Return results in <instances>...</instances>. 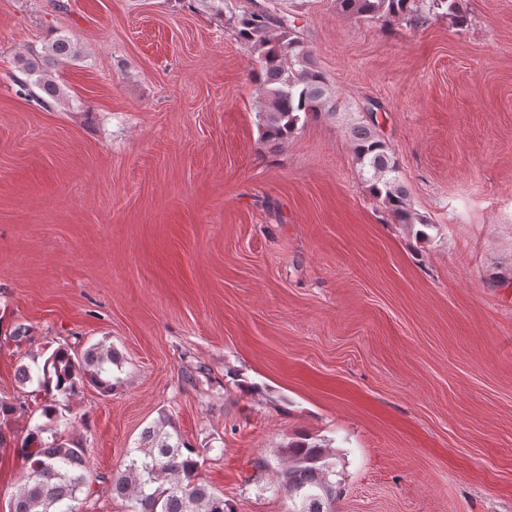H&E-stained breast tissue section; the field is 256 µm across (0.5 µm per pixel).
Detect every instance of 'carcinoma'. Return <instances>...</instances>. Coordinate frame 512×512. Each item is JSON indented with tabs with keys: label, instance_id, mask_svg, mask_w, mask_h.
<instances>
[{
	"label": "carcinoma",
	"instance_id": "cac0c4a2",
	"mask_svg": "<svg viewBox=\"0 0 512 512\" xmlns=\"http://www.w3.org/2000/svg\"><path fill=\"white\" fill-rule=\"evenodd\" d=\"M199 5L212 18L227 24L255 55V80L261 105L257 113L259 139L275 151L288 142L309 120L333 116L345 108L332 92L323 72L295 24L297 13L284 12L279 0H250L241 10L224 12L227 0H182ZM341 14L358 21L405 23L416 26L423 16L416 0H336ZM453 25L462 27L466 16L458 0H431ZM77 52L65 37H57L41 49L32 48L18 58L16 78L24 94L45 109L63 100L53 77L56 68ZM380 104L361 111L346 127L359 173L372 196L381 201L396 224L429 222L418 214L401 185L394 153L380 134L375 112ZM119 353L103 342L75 355L71 348L54 349L41 364H21L17 381L35 387L41 396L39 417L29 426L20 451L26 473L9 501V512H83V503L94 494L86 449L70 431L75 420L65 402L85 385L112 393L120 378ZM17 404L0 399V447L11 444L10 422ZM222 448H194L160 414L141 435L137 447L127 452L119 469L106 481L105 491L126 502V512H235L213 492L201 475L203 458ZM278 487L290 502L289 512H335L336 453L326 440L302 434L280 448Z\"/></svg>",
	"mask_w": 512,
	"mask_h": 512
}]
</instances>
